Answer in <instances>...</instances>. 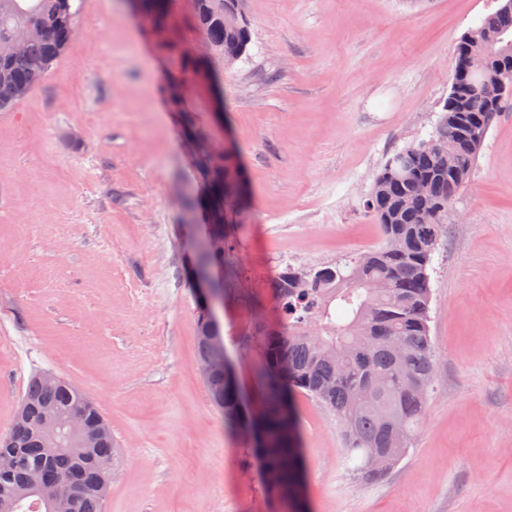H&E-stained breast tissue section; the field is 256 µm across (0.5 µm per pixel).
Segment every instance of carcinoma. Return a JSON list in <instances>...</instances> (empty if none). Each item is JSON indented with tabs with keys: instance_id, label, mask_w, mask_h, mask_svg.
I'll use <instances>...</instances> for the list:
<instances>
[{
	"instance_id": "carcinoma-1",
	"label": "carcinoma",
	"mask_w": 512,
	"mask_h": 512,
	"mask_svg": "<svg viewBox=\"0 0 512 512\" xmlns=\"http://www.w3.org/2000/svg\"><path fill=\"white\" fill-rule=\"evenodd\" d=\"M74 0H0V112H10L51 72L76 32L80 7ZM237 2V20L224 27V0H194L199 29L212 55L232 67L247 52L251 34ZM170 0H138L139 10L162 38L160 48L176 50L167 38ZM472 30L456 45L452 85L429 140L396 150L385 161L366 202L383 243L336 263L278 273L275 323L254 342L259 359L252 375L261 393L257 423L262 434L269 486L293 492L302 479V456L294 433L291 398H310L333 414L342 430L346 460L354 476L379 481L408 454L434 381L429 328L432 254L443 233L448 208L468 182L493 120L506 103L492 108L486 66L512 63L483 50ZM199 76L184 58L168 84L173 107L186 85ZM453 167H448V160ZM205 185L208 238L191 257L201 278L224 265L229 249L224 225L243 223L240 169L232 158L195 155ZM197 356L210 402L230 420L238 419V398L230 374L207 368L212 351L224 347L221 322L197 311ZM80 415L87 441L71 438L60 457L48 458L42 422ZM18 452L20 465L0 471V512H105L107 483L120 466L112 428L85 392L59 376H33L0 452ZM382 453L375 468L367 460ZM41 472L57 483L70 473L80 481L72 498L27 484Z\"/></svg>"
}]
</instances>
